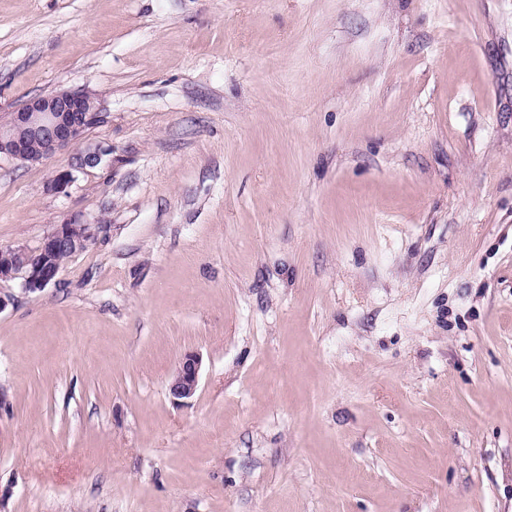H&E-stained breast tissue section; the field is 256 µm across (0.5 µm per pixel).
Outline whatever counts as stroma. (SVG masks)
Instances as JSON below:
<instances>
[{
	"label": "stroma",
	"mask_w": 512,
	"mask_h": 512,
	"mask_svg": "<svg viewBox=\"0 0 512 512\" xmlns=\"http://www.w3.org/2000/svg\"><path fill=\"white\" fill-rule=\"evenodd\" d=\"M0 512H512V0H0ZM195 395L174 401L181 357ZM7 114V119L0 121V159L29 161L35 133L45 138L48 159L73 150L67 165L49 181L51 192H66L77 173L99 167L108 155V150L90 144L75 148L101 118L94 95L85 88L34 95ZM95 226L85 222L80 214H71L56 224L36 248H1L0 282L21 278L28 292L55 284L63 262L94 241ZM201 366L202 358L198 353H186L180 359L168 385L169 394L175 401L183 403L195 395Z\"/></svg>",
	"instance_id": "35a3bbf8"
}]
</instances>
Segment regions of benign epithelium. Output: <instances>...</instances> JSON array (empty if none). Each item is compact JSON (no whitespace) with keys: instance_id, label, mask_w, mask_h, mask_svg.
<instances>
[{"instance_id":"obj_1","label":"benign epithelium","mask_w":512,"mask_h":512,"mask_svg":"<svg viewBox=\"0 0 512 512\" xmlns=\"http://www.w3.org/2000/svg\"><path fill=\"white\" fill-rule=\"evenodd\" d=\"M100 118L96 99L85 88L31 96L0 121V158L29 161L31 136L43 135L48 157L69 153L67 165L57 170L47 185L51 192L64 193L77 174L105 161L107 150L84 144L86 132ZM95 234V225L79 214H71L56 224L37 247L1 249L0 282L21 278L28 292L56 283L63 262L86 250ZM201 366L198 353L190 352L180 359L168 385L174 400L183 403L195 395Z\"/></svg>"}]
</instances>
